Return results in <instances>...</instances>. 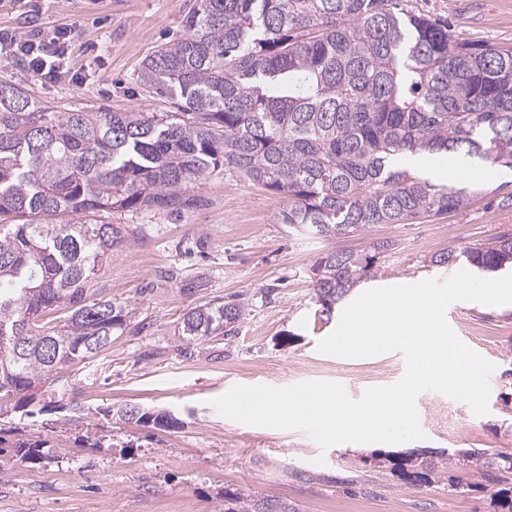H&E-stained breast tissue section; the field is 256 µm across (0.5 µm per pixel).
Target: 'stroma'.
I'll return each mask as SVG.
<instances>
[{"mask_svg":"<svg viewBox=\"0 0 512 512\" xmlns=\"http://www.w3.org/2000/svg\"><path fill=\"white\" fill-rule=\"evenodd\" d=\"M189 0H0V31L74 29L65 77L36 76L26 61L0 55V75L61 110L166 112L167 100L137 81L145 58L184 30ZM412 13L447 23L458 37L512 47V0H406ZM483 164L468 163L454 182L470 207L438 218L380 224L366 237L314 238L278 222L287 200L231 171L196 186V206L174 218L115 212L108 222L133 231L91 282L134 308L146 327L124 335L70 369L67 397L80 418L57 413L0 419L8 442L42 440L54 462L0 457V512H237L238 496L285 506L286 512H495L488 491L452 490L447 479L406 480L392 458L411 449L487 448L512 454V304L452 303L457 337L492 362L488 413L437 391L415 401L425 437L402 443L347 442L321 448L305 431L247 425L221 415L214 399L236 385L275 388L307 381L341 384L352 399L397 383L402 352L343 358L320 353L342 306L323 315L311 268L324 253L391 238L368 288L449 278L432 255L512 232V209L498 207ZM192 292H185V284ZM216 299L240 301L246 314L234 336L180 352L174 330L188 308ZM166 410L171 428L124 422L116 410Z\"/></svg>","mask_w":512,"mask_h":512,"instance_id":"1","label":"stroma"}]
</instances>
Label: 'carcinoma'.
I'll return each mask as SVG.
<instances>
[{
  "instance_id": "obj_1",
  "label": "carcinoma",
  "mask_w": 512,
  "mask_h": 512,
  "mask_svg": "<svg viewBox=\"0 0 512 512\" xmlns=\"http://www.w3.org/2000/svg\"><path fill=\"white\" fill-rule=\"evenodd\" d=\"M184 36L147 58L142 90L171 111L69 112L41 105L0 78V401L36 414V394L78 362L144 330L129 306L89 287L131 241L112 211L179 216L204 176L228 168L288 198L278 222L327 237L359 236L469 206L446 179L397 160L478 158L512 174V49L456 40L404 0H193ZM392 240L321 256L314 294L327 311L375 277ZM479 273L512 267V232L431 257ZM65 310L60 326L42 321ZM245 306L216 300L178 324L183 351L233 336ZM120 419L169 424L167 413ZM22 462L45 459L18 442ZM408 479L460 466L484 481L498 512L512 495V454L413 450L396 459Z\"/></svg>"
}]
</instances>
